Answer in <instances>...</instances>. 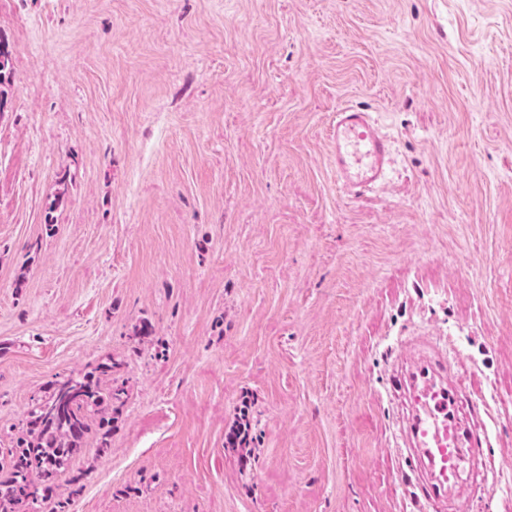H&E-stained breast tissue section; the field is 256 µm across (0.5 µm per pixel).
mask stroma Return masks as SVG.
Segmentation results:
<instances>
[{"instance_id":"obj_1","label":"stroma","mask_w":512,"mask_h":512,"mask_svg":"<svg viewBox=\"0 0 512 512\" xmlns=\"http://www.w3.org/2000/svg\"><path fill=\"white\" fill-rule=\"evenodd\" d=\"M0 40V449L57 378L125 391L67 512H417L414 336L512 512V0H0ZM351 103L392 139L355 197ZM330 144L336 181L346 194L356 196L385 180L391 140L366 108L350 105L338 110Z\"/></svg>"}]
</instances>
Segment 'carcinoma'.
<instances>
[{"instance_id":"obj_1","label":"carcinoma","mask_w":512,"mask_h":512,"mask_svg":"<svg viewBox=\"0 0 512 512\" xmlns=\"http://www.w3.org/2000/svg\"><path fill=\"white\" fill-rule=\"evenodd\" d=\"M114 368L104 364L51 382L48 396L30 411L25 433L8 449V458H0V512H16L23 498L50 491V482L81 449L92 424L100 447L109 448L110 423L124 404L123 389L103 385Z\"/></svg>"}]
</instances>
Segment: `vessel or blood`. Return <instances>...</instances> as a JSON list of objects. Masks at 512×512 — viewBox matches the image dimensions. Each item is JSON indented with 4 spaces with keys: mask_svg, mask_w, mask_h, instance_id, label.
Returning a JSON list of instances; mask_svg holds the SVG:
<instances>
[{
    "mask_svg": "<svg viewBox=\"0 0 512 512\" xmlns=\"http://www.w3.org/2000/svg\"><path fill=\"white\" fill-rule=\"evenodd\" d=\"M336 181L349 195L381 184L389 171L391 140L362 106L337 111L330 127ZM394 389L405 398L401 427L414 463L422 512H469L465 489L485 487L489 462L475 454L478 412L454 360L423 340L405 354L394 375Z\"/></svg>",
    "mask_w": 512,
    "mask_h": 512,
    "instance_id": "vessel-or-blood-1",
    "label": "vessel or blood"
}]
</instances>
